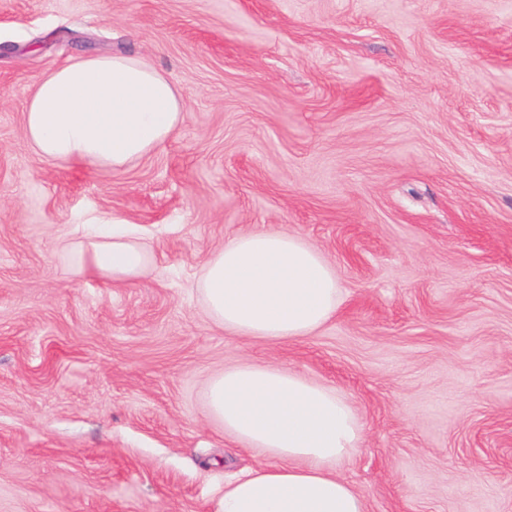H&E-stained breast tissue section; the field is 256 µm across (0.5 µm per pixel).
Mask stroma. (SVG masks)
I'll list each match as a JSON object with an SVG mask.
<instances>
[{
  "label": "stroma",
  "instance_id": "stroma-1",
  "mask_svg": "<svg viewBox=\"0 0 512 512\" xmlns=\"http://www.w3.org/2000/svg\"><path fill=\"white\" fill-rule=\"evenodd\" d=\"M98 52L165 71L181 126L40 160L35 84ZM112 216L154 248L129 283L59 246ZM261 230L335 269L316 335L209 318L202 267ZM244 363L353 407L366 512H512V0H0V512H213L274 462L206 411Z\"/></svg>",
  "mask_w": 512,
  "mask_h": 512
}]
</instances>
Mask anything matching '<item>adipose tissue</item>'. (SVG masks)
Returning a JSON list of instances; mask_svg holds the SVG:
<instances>
[{
  "label": "adipose tissue",
  "instance_id": "obj_1",
  "mask_svg": "<svg viewBox=\"0 0 512 512\" xmlns=\"http://www.w3.org/2000/svg\"><path fill=\"white\" fill-rule=\"evenodd\" d=\"M184 110L177 86L149 60L93 55L37 82L24 132L42 160L118 170L168 141ZM65 248L117 283L136 280L153 261L143 238L101 228ZM200 291L225 332L277 341L316 333L343 296L321 253L280 231L225 242L205 264ZM206 405L229 436L277 460L227 482L214 512H365L364 495L337 472L357 452L362 425L336 390L279 367L243 364L211 379Z\"/></svg>",
  "mask_w": 512,
  "mask_h": 512
}]
</instances>
